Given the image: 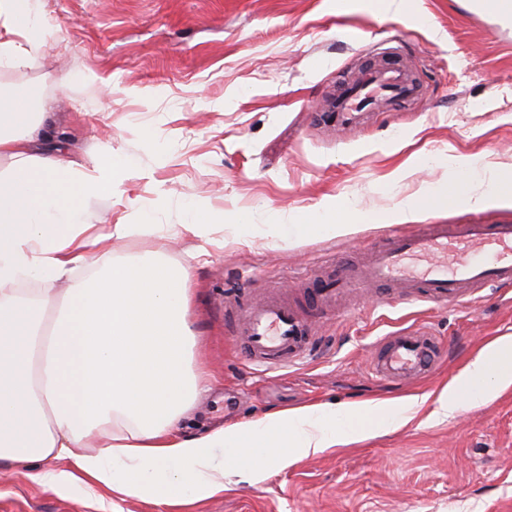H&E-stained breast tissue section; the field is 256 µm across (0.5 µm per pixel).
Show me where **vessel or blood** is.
Segmentation results:
<instances>
[{
	"mask_svg": "<svg viewBox=\"0 0 512 512\" xmlns=\"http://www.w3.org/2000/svg\"><path fill=\"white\" fill-rule=\"evenodd\" d=\"M366 65L338 87L333 110L336 125L360 123L364 112H393L414 101L419 88L399 57L359 47ZM512 285V224H419L387 233L364 261L336 256L317 263L297 295L274 296L259 303L240 302L229 289L231 340L255 368L293 366L315 343L317 318L333 313L349 292L374 291L380 306L393 309L414 301L436 308L461 305L487 289ZM441 337L407 328L379 338L372 346V376L410 385L428 376L445 352Z\"/></svg>",
	"mask_w": 512,
	"mask_h": 512,
	"instance_id": "vessel-or-blood-1",
	"label": "vessel or blood"
}]
</instances>
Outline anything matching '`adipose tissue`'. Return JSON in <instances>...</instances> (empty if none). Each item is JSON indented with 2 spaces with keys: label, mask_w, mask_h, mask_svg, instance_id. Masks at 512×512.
Segmentation results:
<instances>
[{
  "label": "adipose tissue",
  "mask_w": 512,
  "mask_h": 512,
  "mask_svg": "<svg viewBox=\"0 0 512 512\" xmlns=\"http://www.w3.org/2000/svg\"><path fill=\"white\" fill-rule=\"evenodd\" d=\"M42 33L39 0H0V67L34 64ZM45 115L33 86L0 87V462L37 465L34 480L62 494L104 488L175 505L223 493L225 449L249 457L260 448L285 468L420 412L415 399L368 400L181 435L209 381L193 364L186 319L192 268L156 249L125 251L154 225L86 223L82 203L111 192L119 168L108 154L88 170L37 153ZM448 167V181L422 186L403 211L512 197L511 166L461 158ZM23 280L38 286L24 291ZM509 387L504 335L438 394L431 414L455 416Z\"/></svg>",
  "instance_id": "1"
}]
</instances>
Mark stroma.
Wrapping results in <instances>:
<instances>
[{
    "instance_id": "stroma-1",
    "label": "stroma",
    "mask_w": 512,
    "mask_h": 512,
    "mask_svg": "<svg viewBox=\"0 0 512 512\" xmlns=\"http://www.w3.org/2000/svg\"><path fill=\"white\" fill-rule=\"evenodd\" d=\"M41 0L51 31L37 65L0 69L50 104L37 149L90 165L111 152L126 172L87 200L92 224H185L210 215L205 238H130L193 267L187 320L211 390L186 421L192 435L305 406L427 396L454 381L493 338L512 335V290L445 309L413 303L369 311V294L318 320L321 340L300 366L254 371L226 335L224 284L247 294L293 287L315 260L374 247L390 227L512 221V200L485 209L425 208L397 218L449 156L512 165V18L484 0ZM403 32L402 57L422 91L359 133L310 113L358 59L349 34L378 42ZM356 201L348 234L281 236L280 225L334 222ZM423 325L447 352L436 371L395 389L369 372L370 346L396 327ZM28 464H0V512H95L82 494L32 482ZM113 512H512V388L443 421L412 422L282 468L257 482L231 476L222 495L170 507L114 499Z\"/></svg>"
}]
</instances>
